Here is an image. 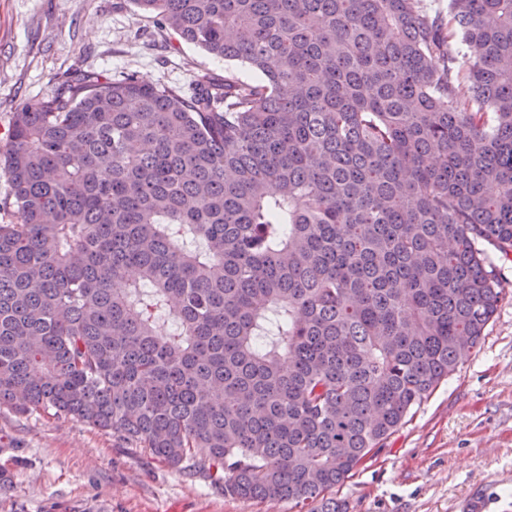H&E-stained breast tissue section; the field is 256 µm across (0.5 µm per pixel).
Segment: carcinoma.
Returning <instances> with one entry per match:
<instances>
[{
  "mask_svg": "<svg viewBox=\"0 0 512 512\" xmlns=\"http://www.w3.org/2000/svg\"><path fill=\"white\" fill-rule=\"evenodd\" d=\"M133 2L263 80L85 71L14 112L0 406L343 512L501 300L512 0Z\"/></svg>",
  "mask_w": 512,
  "mask_h": 512,
  "instance_id": "1",
  "label": "carcinoma"
}]
</instances>
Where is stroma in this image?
<instances>
[{"label": "stroma", "mask_w": 512, "mask_h": 512, "mask_svg": "<svg viewBox=\"0 0 512 512\" xmlns=\"http://www.w3.org/2000/svg\"><path fill=\"white\" fill-rule=\"evenodd\" d=\"M134 74L191 91L201 77L259 74L161 33L133 0H0V146L14 113L63 76ZM477 348L412 410L339 489L346 512H512V258ZM0 512H292L225 496L201 471L176 470L118 435L44 412L0 408Z\"/></svg>", "instance_id": "35a3bbf8"}]
</instances>
